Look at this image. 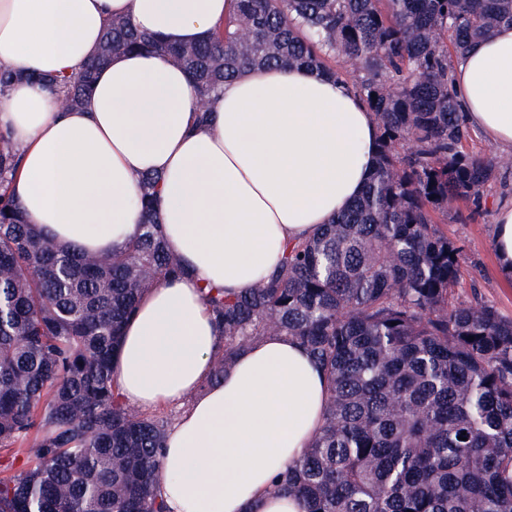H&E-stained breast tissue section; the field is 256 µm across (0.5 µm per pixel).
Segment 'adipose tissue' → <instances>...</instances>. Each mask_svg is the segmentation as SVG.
I'll return each mask as SVG.
<instances>
[{
    "label": "adipose tissue",
    "mask_w": 512,
    "mask_h": 512,
    "mask_svg": "<svg viewBox=\"0 0 512 512\" xmlns=\"http://www.w3.org/2000/svg\"><path fill=\"white\" fill-rule=\"evenodd\" d=\"M230 11L231 0H0V67L19 74L0 96V129L20 156L12 191L28 222L89 254L137 234L139 178L161 177L163 239L187 273L143 296L114 381L144 410L189 404L163 452L168 512H301L270 487L321 427L326 380L302 346L273 333L205 386L219 333L200 289L254 285L287 242L360 195L376 158L373 114L346 84L307 68L244 71L201 128L188 75L155 53L113 57L75 109L28 79L81 73L114 17L190 45ZM454 89L469 124L512 149V27L470 45Z\"/></svg>",
    "instance_id": "obj_1"
}]
</instances>
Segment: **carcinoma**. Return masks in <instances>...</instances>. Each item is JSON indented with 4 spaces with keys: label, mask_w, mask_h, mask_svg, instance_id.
<instances>
[{
    "label": "carcinoma",
    "mask_w": 512,
    "mask_h": 512,
    "mask_svg": "<svg viewBox=\"0 0 512 512\" xmlns=\"http://www.w3.org/2000/svg\"><path fill=\"white\" fill-rule=\"evenodd\" d=\"M512 26V0H234L212 35L173 47L114 17L96 65L159 53L189 75L197 124L247 69L307 67L375 114L361 196L239 292L205 287L221 345L204 382L270 333L295 339L327 383L325 420L271 485L303 512H512V317L455 301L464 260L436 219L479 206L499 160L466 150L454 61ZM350 68L337 66L338 62ZM95 71L61 79L80 106ZM0 131V512H166L161 459L174 415L115 394L122 330L150 288L185 274L157 221L160 176L140 179L139 233L107 257L52 243L10 191ZM465 436L460 440L459 436Z\"/></svg>",
    "instance_id": "cac0c4a2"
}]
</instances>
